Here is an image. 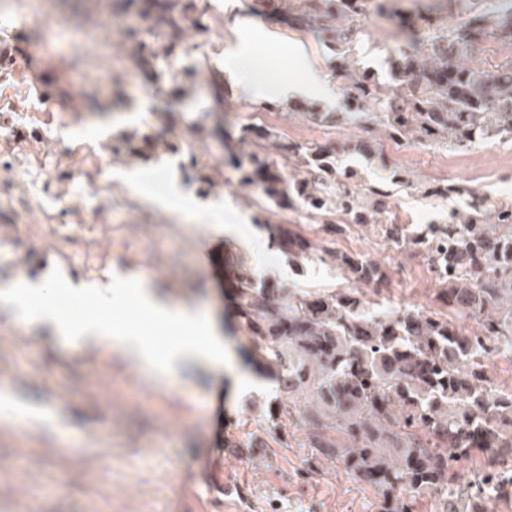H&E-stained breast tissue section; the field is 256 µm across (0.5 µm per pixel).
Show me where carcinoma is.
<instances>
[{"label": "carcinoma", "mask_w": 512, "mask_h": 512, "mask_svg": "<svg viewBox=\"0 0 512 512\" xmlns=\"http://www.w3.org/2000/svg\"><path fill=\"white\" fill-rule=\"evenodd\" d=\"M132 5L151 22L132 35L142 71L189 87L196 69L179 66L178 49L190 20L206 31L197 0ZM362 11L363 0H315L308 14L335 51L346 112L384 127L395 143L466 150L512 141V59L494 70L469 63L480 42L512 43V9L469 18L423 46L398 49L379 72L347 55ZM160 42L162 66L155 63ZM155 144L154 134L136 131L112 152L141 156ZM234 166L240 183L260 191L270 209L320 225L324 237L317 242L286 217L266 225L289 263L316 259L353 284L287 292L257 287L249 267L237 271L236 316L250 345L249 365L272 379L288 409L298 411L308 446L376 488L380 512H418L422 496L450 488L451 512H477L491 481L512 498V466L504 467L512 461V387L497 386L487 375L488 361L512 350V199L491 205L472 188L444 180L433 188L416 186L397 168L362 185L354 173L337 168L336 151L326 144L285 143L250 128L240 137ZM411 187L426 196L459 197L463 205L423 231L389 221L386 200ZM340 216L347 223H336ZM349 224L371 226L421 255L445 310L380 301L388 282L382 265L332 247ZM362 287L377 300L366 299ZM477 457L484 467L464 479L457 467Z\"/></svg>", "instance_id": "cac0c4a2"}]
</instances>
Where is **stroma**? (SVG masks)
Listing matches in <instances>:
<instances>
[{"instance_id":"stroma-1","label":"stroma","mask_w":512,"mask_h":512,"mask_svg":"<svg viewBox=\"0 0 512 512\" xmlns=\"http://www.w3.org/2000/svg\"><path fill=\"white\" fill-rule=\"evenodd\" d=\"M198 7L207 30L191 26L185 37V61L198 67L194 85L180 98L172 131L138 158L114 156L112 146L161 127V100L136 65L130 35L148 19L121 11L117 0H13L0 12V49L17 50L14 64L0 68V116L8 118L0 124V393L10 398L0 409V512H378L377 490L308 447L298 414L271 421L275 386L246 363L248 346L233 320L238 265L251 267L262 287L348 282L317 260L291 266L271 243L245 250L258 208L232 166L235 136L253 127L324 142L364 184L388 166L417 182L477 186L494 199L512 186V143L406 152L378 127L343 114L325 34L289 22L305 11L304 0H200ZM506 8V0H368L371 24L353 53L376 69L388 49L411 38ZM294 43L331 80L332 99L307 91L268 100L228 84L215 102L225 57L246 44L258 67L298 80L303 61L292 54ZM92 88L93 107L83 96ZM304 104L328 113L329 122L312 120ZM192 155L213 187L186 168ZM203 202L235 216L238 238L200 224ZM460 204L401 190L389 217L421 229ZM336 245L389 265L385 296L394 306H434L430 274L414 252L356 225ZM99 281L151 286L167 302L197 306L225 338L228 358L187 365L159 385L121 351L59 337L7 303L21 293L77 320L89 309L82 287ZM254 437L264 447L239 455Z\"/></svg>"}]
</instances>
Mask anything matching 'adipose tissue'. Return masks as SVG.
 I'll use <instances>...</instances> for the list:
<instances>
[{"instance_id": "obj_1", "label": "adipose tissue", "mask_w": 512, "mask_h": 512, "mask_svg": "<svg viewBox=\"0 0 512 512\" xmlns=\"http://www.w3.org/2000/svg\"><path fill=\"white\" fill-rule=\"evenodd\" d=\"M235 64L225 66L224 74L240 89L258 96L278 100L295 97L309 85L322 84L315 71H306L302 80L295 83L269 79L252 64L250 49L235 55ZM88 295L90 309L79 321L63 319L54 305L45 303L29 307L24 301L15 306L22 317L54 326L61 337L70 340H94L121 349L125 357L150 380L162 383L172 378L183 363L207 362L218 364L224 360V342L216 336L208 323L202 321L198 309L173 306L158 298L154 291L138 287L126 290L121 285L112 288H93ZM134 301L141 320L137 323L113 315L112 307ZM165 336V343H158V336Z\"/></svg>"}]
</instances>
